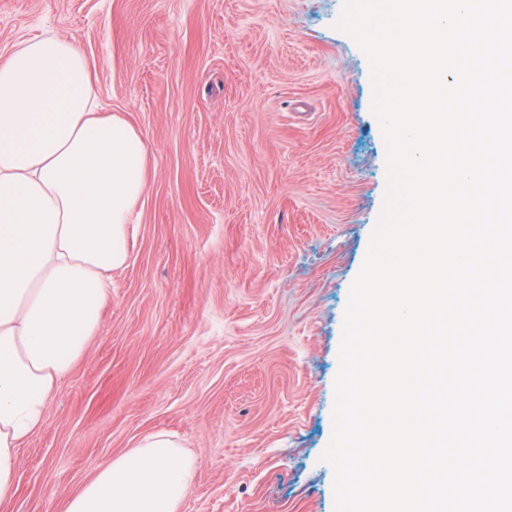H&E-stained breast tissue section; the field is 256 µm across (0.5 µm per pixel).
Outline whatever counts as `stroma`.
Masks as SVG:
<instances>
[{
	"label": "stroma",
	"mask_w": 512,
	"mask_h": 512,
	"mask_svg": "<svg viewBox=\"0 0 512 512\" xmlns=\"http://www.w3.org/2000/svg\"><path fill=\"white\" fill-rule=\"evenodd\" d=\"M343 0H0V55L47 31L150 145L102 330L19 451L0 512H62L166 431L197 459L181 512H335L334 381L387 189Z\"/></svg>",
	"instance_id": "1"
}]
</instances>
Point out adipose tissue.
<instances>
[{
  "label": "adipose tissue",
  "mask_w": 512,
  "mask_h": 512,
  "mask_svg": "<svg viewBox=\"0 0 512 512\" xmlns=\"http://www.w3.org/2000/svg\"><path fill=\"white\" fill-rule=\"evenodd\" d=\"M148 159L132 124L100 112L73 40L46 33L0 58V504L20 448L101 332ZM196 477L195 458L156 432L97 469L64 512H179Z\"/></svg>",
  "instance_id": "ef3b65f1"
}]
</instances>
